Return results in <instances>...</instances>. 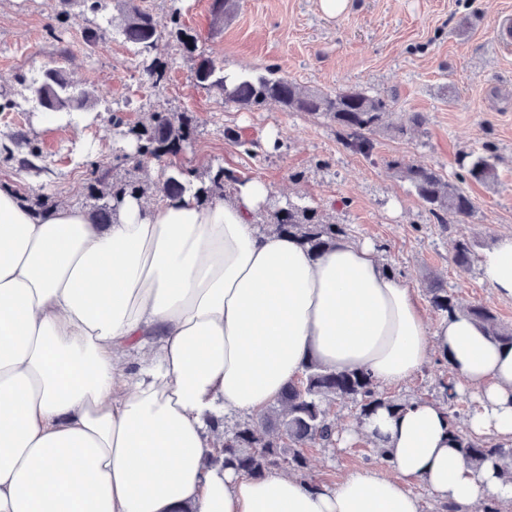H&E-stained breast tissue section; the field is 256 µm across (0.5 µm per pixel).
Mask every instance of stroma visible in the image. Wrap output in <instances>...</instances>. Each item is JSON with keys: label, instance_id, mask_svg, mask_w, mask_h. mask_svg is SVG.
I'll list each match as a JSON object with an SVG mask.
<instances>
[{"label": "stroma", "instance_id": "35a3bbf8", "mask_svg": "<svg viewBox=\"0 0 512 512\" xmlns=\"http://www.w3.org/2000/svg\"><path fill=\"white\" fill-rule=\"evenodd\" d=\"M148 11L159 31L173 12L196 34L197 51L159 41L155 57L167 64L163 88H152L139 68L137 49L125 41L115 19L119 0L93 14L84 0H0V95L14 103L0 112V188L27 206L66 204L93 210L89 161L118 179L158 182L160 164L138 168L123 159L133 152L129 131L156 110L187 112L194 119L190 147L165 164L206 175L223 165L243 180L270 188L274 204L318 208L344 224L351 240L368 242L384 265L414 288L429 321L428 288H449L461 305L480 303L512 325V298L499 297L482 279L479 254L512 235V45L498 46L499 24L512 16V0H349L339 18H325L318 0H239L234 14L215 23L211 0H131ZM104 37H95L96 28ZM226 71L267 74L332 91L357 88L391 105L389 121L407 122L421 112L426 124L401 138L385 131L370 137L368 152L345 145L336 124L290 112L270 102L246 111L225 103L195 78L198 58ZM59 68L70 82L96 94L87 107L62 113L52 124L32 93L46 70ZM122 119L114 128V119ZM40 157L32 159L29 150ZM494 164L492 184L468 182L475 202L471 217L438 216L418 198L393 162L461 174L467 155ZM474 245L467 269L452 261L455 240ZM448 368L424 364L384 395L441 401ZM309 475L333 484L375 463L369 438L307 449Z\"/></svg>", "mask_w": 512, "mask_h": 512}]
</instances>
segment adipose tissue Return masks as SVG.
Returning <instances> with one entry per match:
<instances>
[{"label": "adipose tissue", "instance_id": "ef3b65f1", "mask_svg": "<svg viewBox=\"0 0 512 512\" xmlns=\"http://www.w3.org/2000/svg\"><path fill=\"white\" fill-rule=\"evenodd\" d=\"M268 195L246 180L209 204L128 197L98 224L0 190V512H421L410 481L473 512L512 500L425 399L361 427L392 478L374 466L325 485L207 465L213 426L262 411L313 360L380 385L450 361L477 402L469 432L512 437V348L459 313L429 324L370 244L314 256L261 229ZM480 269L512 298V236Z\"/></svg>", "mask_w": 512, "mask_h": 512}]
</instances>
